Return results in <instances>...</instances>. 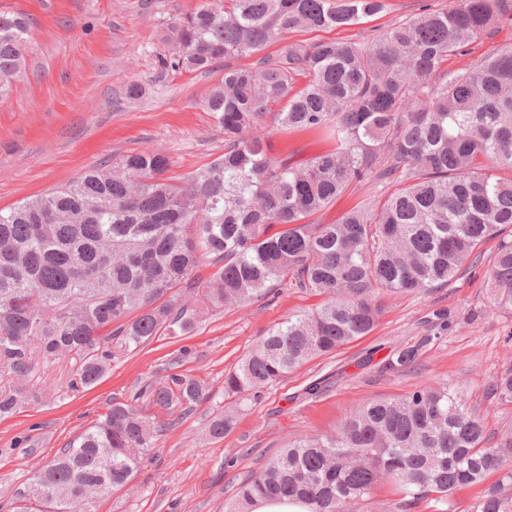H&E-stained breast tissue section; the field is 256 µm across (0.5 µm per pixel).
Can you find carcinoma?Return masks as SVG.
Listing matches in <instances>:
<instances>
[{
    "mask_svg": "<svg viewBox=\"0 0 512 512\" xmlns=\"http://www.w3.org/2000/svg\"><path fill=\"white\" fill-rule=\"evenodd\" d=\"M385 0H202L163 36V67L224 75L203 100L224 153L198 172L168 175L158 151L109 165L0 209V364L17 378L34 355L78 360L70 386L91 388L112 362L158 336L193 333L213 310L241 307L276 283L323 295L288 316L224 375V395L252 402L308 361L369 335L386 301L449 286L496 241L488 303L512 309V43L454 72L504 14L509 0H458L393 22L370 43L288 41L300 31L358 25ZM30 20L0 11V99L25 69ZM274 52L255 64L229 61ZM268 124L319 134L333 149L279 161L260 135ZM393 180L382 201L332 224L312 217L360 183ZM213 272L196 275L204 259ZM433 341L395 351L387 369H411ZM183 346L133 400H112L14 493V512H96L126 488L158 437L211 396L182 369ZM492 409L464 390L428 383L352 410L333 434L288 443L232 482L224 512L288 500L310 512H363L389 482L387 512H458L456 491L476 488L464 512H512V366L489 385ZM0 394V416L24 402ZM507 428L492 438L487 416ZM236 414L206 423L221 441ZM498 478L485 484L488 476Z\"/></svg>",
    "mask_w": 512,
    "mask_h": 512,
    "instance_id": "obj_1",
    "label": "carcinoma"
}]
</instances>
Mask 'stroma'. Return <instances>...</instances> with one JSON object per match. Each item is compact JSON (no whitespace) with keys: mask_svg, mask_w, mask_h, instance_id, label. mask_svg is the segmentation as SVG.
<instances>
[{"mask_svg":"<svg viewBox=\"0 0 512 512\" xmlns=\"http://www.w3.org/2000/svg\"><path fill=\"white\" fill-rule=\"evenodd\" d=\"M201 0H0V10L31 19L25 72L0 100V208L63 185L89 167L110 163L133 150L159 148L171 171L184 175L224 152V137L199 103L220 72L164 69L162 36L169 19L193 11ZM450 0H387L385 12L367 22L333 30L291 33V40L367 42L394 21ZM147 93L122 100L130 83ZM265 133L274 158L304 161L328 148L304 132ZM488 265L459 275L448 287L388 303L375 329L336 353L311 360L269 385L258 401L240 406L237 425L224 440L205 433L213 412L228 409L224 373L243 358L274 323L317 304L308 291L275 284L271 292L240 309L216 310L185 339L156 337L114 363L94 388L73 391L67 383L75 360L35 358L22 381L27 400L0 418V512H10L13 494L32 473L75 435L107 411L112 399L127 400L157 378L182 346L195 359L185 368L212 390L186 421L159 438L131 490L103 498L96 512H224V488L257 469L289 441L330 433L363 403L402 395L439 381L463 384L470 401L486 403L487 383L512 366V311L485 307ZM446 311L448 329L438 333L435 311ZM433 335L410 373L387 370L398 348ZM319 394H310L313 384Z\"/></svg>","mask_w":512,"mask_h":512,"instance_id":"35a3bbf8","label":"stroma"}]
</instances>
